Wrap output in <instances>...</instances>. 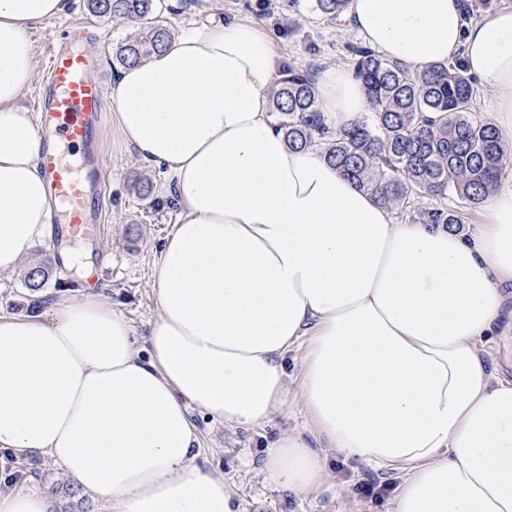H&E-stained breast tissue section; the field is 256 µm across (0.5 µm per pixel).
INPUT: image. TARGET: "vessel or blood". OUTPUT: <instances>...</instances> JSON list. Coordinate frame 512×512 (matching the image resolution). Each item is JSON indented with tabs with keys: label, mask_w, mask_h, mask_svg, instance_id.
<instances>
[{
	"label": "vessel or blood",
	"mask_w": 512,
	"mask_h": 512,
	"mask_svg": "<svg viewBox=\"0 0 512 512\" xmlns=\"http://www.w3.org/2000/svg\"><path fill=\"white\" fill-rule=\"evenodd\" d=\"M49 60L51 97L37 134L45 143L42 165L49 189L63 205L52 213L50 222L55 238H93L99 227L90 211L93 204L104 200L98 178L103 161L74 162L59 148H75L89 141L102 120L105 88L90 79L87 60L80 52L53 45Z\"/></svg>",
	"instance_id": "obj_1"
}]
</instances>
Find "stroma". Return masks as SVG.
I'll list each match as a JSON object with an SVG mask.
<instances>
[{
    "label": "stroma",
    "instance_id": "35a3bbf8",
    "mask_svg": "<svg viewBox=\"0 0 512 512\" xmlns=\"http://www.w3.org/2000/svg\"><path fill=\"white\" fill-rule=\"evenodd\" d=\"M248 14L260 20L288 66L319 74L330 65L352 67L349 45L359 44L344 16L330 20L307 6L293 8L291 0H224L222 19ZM135 23L100 18L89 12L86 0H74L71 12L48 20L31 34L38 51V72L25 103L38 110L49 85L47 46L62 40L79 47L94 46L89 54V76L100 83L112 81L118 48ZM96 149L104 159L100 181L105 188V202L97 222L100 236L93 241L76 240L68 247L90 254V268H63L58 250L46 244L36 245L24 260L25 267L48 265L49 279L41 290L24 285L23 270L0 277V311L12 316H35L46 311L63 292L83 287L84 277H91L100 290L131 324L138 336H145L157 311L151 293L152 264L162 238L174 224L178 207L165 196L158 170L141 163L135 154L101 135ZM453 208L461 212L465 230H474L482 212L452 196L434 200L418 198L393 207L395 219H410L430 209ZM205 459L223 468L224 482L234 494L239 512H391L398 473H383L346 460L333 453L328 470L333 484L329 490L296 494L269 484L262 472L267 447L288 430H300L304 418L284 411L270 422L251 428L234 427L214 419L198 409H190ZM0 465L38 487H50L54 494L51 512H99L95 500L84 493L68 495L69 478L51 462L38 456L3 458ZM377 490H370V483Z\"/></svg>",
    "mask_w": 512,
    "mask_h": 512
}]
</instances>
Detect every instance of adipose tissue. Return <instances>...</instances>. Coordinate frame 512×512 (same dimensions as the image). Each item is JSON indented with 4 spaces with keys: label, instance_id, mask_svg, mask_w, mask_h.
Wrapping results in <instances>:
<instances>
[{
    "label": "adipose tissue",
    "instance_id": "1",
    "mask_svg": "<svg viewBox=\"0 0 512 512\" xmlns=\"http://www.w3.org/2000/svg\"><path fill=\"white\" fill-rule=\"evenodd\" d=\"M196 22L109 83L108 131L164 175L177 220L157 250L145 346L102 293L0 315V452L59 466L100 512H232L190 407L231 426L296 408L263 461L294 493L328 487L327 456L401 473L392 512H512V380L481 354L512 327V178L465 234L398 221L313 149L289 150L269 92L282 65L260 21ZM73 0H0V275L44 241L56 204L40 165L31 30ZM347 24L418 73L460 60L512 137V6L468 24L460 0H351ZM325 120L372 110L331 65ZM50 489L0 471V512H49Z\"/></svg>",
    "mask_w": 512,
    "mask_h": 512
}]
</instances>
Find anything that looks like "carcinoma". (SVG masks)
I'll use <instances>...</instances> for the list:
<instances>
[{
    "mask_svg": "<svg viewBox=\"0 0 512 512\" xmlns=\"http://www.w3.org/2000/svg\"><path fill=\"white\" fill-rule=\"evenodd\" d=\"M313 12L334 19L350 0H310ZM92 11L145 22L126 37L116 61L124 66L165 48L174 28L162 20L172 7L165 0H89ZM354 74L372 103V118L332 129L318 107L309 74L288 69L271 90L276 126L288 149L320 145L321 154L386 207L412 197L446 199L455 195L477 206L486 201L508 161L495 127L476 118L474 79L458 62L437 63L420 74L390 62L366 47H351ZM434 224L461 223L458 212L435 208ZM45 267L24 277L31 291L43 287Z\"/></svg>",
    "mask_w": 512,
    "mask_h": 512,
    "instance_id": "obj_1",
    "label": "carcinoma"
}]
</instances>
